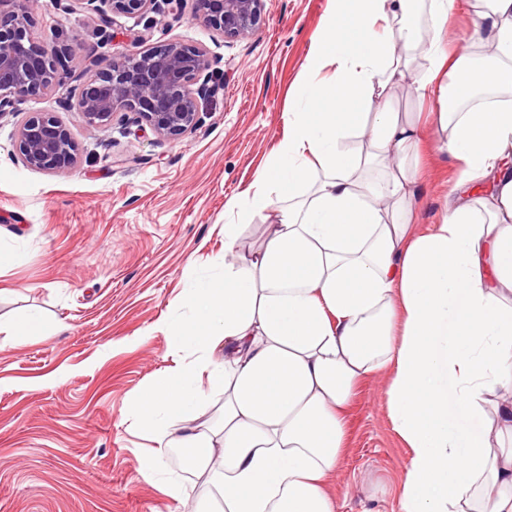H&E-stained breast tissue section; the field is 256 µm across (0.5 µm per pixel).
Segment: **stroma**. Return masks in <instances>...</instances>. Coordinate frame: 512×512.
Segmentation results:
<instances>
[{
	"label": "stroma",
	"instance_id": "stroma-1",
	"mask_svg": "<svg viewBox=\"0 0 512 512\" xmlns=\"http://www.w3.org/2000/svg\"><path fill=\"white\" fill-rule=\"evenodd\" d=\"M328 0H264L248 35L206 27L188 0L183 17L154 30L207 50L224 88L202 101L198 129L154 136L133 114L108 130L66 111L76 89L25 101L55 113L81 147L64 172L25 166L16 120H0V323L39 315L53 334L0 348V512H187L166 492L179 473L164 455L152 478L137 470L149 447L127 412L133 395L178 365L164 322L172 300L195 278L220 274L228 201L250 189L288 133L284 115ZM39 35L63 29L89 56L99 16L60 0H39ZM458 163L427 154L418 229L441 223ZM376 372L359 385L346 448L329 486L339 512H399L411 450L395 431Z\"/></svg>",
	"mask_w": 512,
	"mask_h": 512
}]
</instances>
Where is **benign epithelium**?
<instances>
[{
	"label": "benign epithelium",
	"mask_w": 512,
	"mask_h": 512,
	"mask_svg": "<svg viewBox=\"0 0 512 512\" xmlns=\"http://www.w3.org/2000/svg\"><path fill=\"white\" fill-rule=\"evenodd\" d=\"M187 0H71L102 19L97 35L113 39L112 15L142 17L152 13L147 29L179 20ZM203 23L237 38L259 24L263 0H196ZM0 118L22 111L28 98L43 96L75 78L81 79L76 101L68 111L79 113L90 125L106 128L116 112L137 115L139 126L160 138H182L200 125L199 101L223 90L214 77L213 61L195 46L177 40L150 42L147 34H127L126 47L105 61H88L77 75L74 60L81 55L77 40L50 41L37 37L32 25L35 0H0ZM16 148L23 163L33 169L63 172L77 163L79 145L55 116L31 112L20 124Z\"/></svg>",
	"instance_id": "7a95c632"
}]
</instances>
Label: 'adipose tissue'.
I'll list each match as a JSON object with an SVG mask.
<instances>
[{
	"label": "adipose tissue",
	"instance_id": "ef3b65f1",
	"mask_svg": "<svg viewBox=\"0 0 512 512\" xmlns=\"http://www.w3.org/2000/svg\"><path fill=\"white\" fill-rule=\"evenodd\" d=\"M481 2L451 43L450 0H331L288 135L232 205L223 277L173 302L164 328L187 360L132 399L155 441L143 476L167 449H192L184 468L205 495L191 512H338L326 478L348 410L386 368L412 450L400 512H512V0ZM485 42L494 53L474 56ZM402 83L435 99L437 149L461 163L444 222L420 234L426 130L374 106ZM363 135L368 150L350 146ZM489 177V196L464 198ZM268 212L259 256L233 257L240 225Z\"/></svg>",
	"mask_w": 512,
	"mask_h": 512
}]
</instances>
